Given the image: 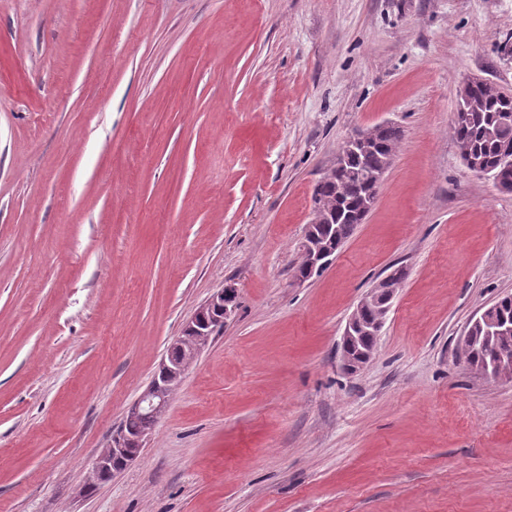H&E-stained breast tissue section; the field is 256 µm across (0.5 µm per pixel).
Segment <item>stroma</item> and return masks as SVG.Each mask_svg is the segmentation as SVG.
<instances>
[{"label":"stroma","mask_w":512,"mask_h":512,"mask_svg":"<svg viewBox=\"0 0 512 512\" xmlns=\"http://www.w3.org/2000/svg\"><path fill=\"white\" fill-rule=\"evenodd\" d=\"M470 75L512 90V0H0V512H512V378L460 353L512 294V195L453 138ZM386 122L375 207L298 280L315 185ZM230 283L139 458L83 495ZM400 273H401V271L399 269L394 270L393 272L388 274L386 277L381 279L379 282H377V284L373 287V289H371L369 291V293L360 300L356 309L353 311V313L348 318L347 323L344 328L342 342L350 340L349 350L351 353H353L355 351L368 352V351H372L374 349L375 341L373 340V338L371 336L377 337L380 335L381 329L385 323L386 316L391 309L392 302H393L394 298L396 297L394 293H389V292L396 293L398 291V289L401 288V284L404 279L403 272L401 273V276L399 278H396L400 275ZM391 278H396V279H391ZM387 279H391V280L387 283H384L382 285V287H384V288H381V284ZM374 288H380L381 292L384 294L389 293V294H386L383 298V302H382L383 307L381 305V300H379V301H372L368 304V306L363 308V306L366 304L367 298L370 297L371 295H373V293L375 291ZM381 308H382V314H381ZM360 312H361L360 318L364 324L359 319ZM365 324H367V325H365ZM360 333H367V334L359 335ZM353 336H355V337L353 339H351ZM238 290L234 285H226L224 288L219 289L215 292L207 301H205L193 316L188 319L184 324V331H191L195 336V344L191 350V353L185 361H175L170 355L169 351L173 346H182L185 351H188L190 345L193 343L192 336H183L182 343H177L178 338L171 345L167 355L161 360L157 373H161L163 377L167 379H181L183 380L190 366L195 362L201 352L209 345L211 336L206 331L198 328V316H202L207 309H212L215 306L224 308V319L231 315L234 309V298L237 297Z\"/></svg>","instance_id":"obj_1"}]
</instances>
